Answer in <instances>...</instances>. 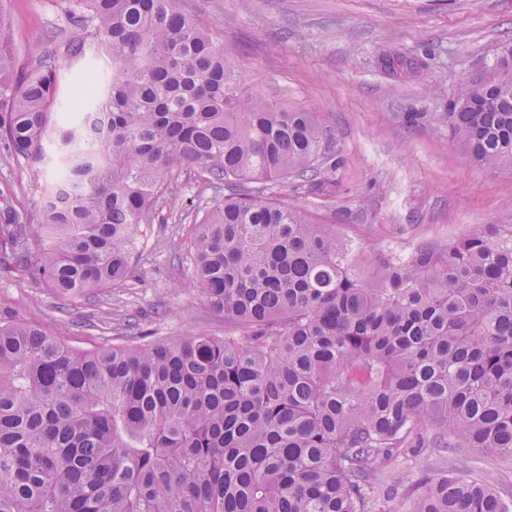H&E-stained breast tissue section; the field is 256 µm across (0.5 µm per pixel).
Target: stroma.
Returning a JSON list of instances; mask_svg holds the SVG:
<instances>
[{"label":"stroma","instance_id":"35a3bbf8","mask_svg":"<svg viewBox=\"0 0 512 512\" xmlns=\"http://www.w3.org/2000/svg\"><path fill=\"white\" fill-rule=\"evenodd\" d=\"M224 44L244 84L272 102L318 113L333 132L335 167L306 186L269 184L268 194L335 225L365 254L411 256L440 246L475 224H512V165L479 167L450 139L448 112L463 82L487 77L512 46V0H187ZM19 66L45 36L73 32L54 0H6ZM105 82L106 60L94 43L61 63L53 117L69 110L72 74ZM44 161L0 150V181L37 209L54 178L55 147ZM214 192L196 173L171 183L161 218L141 236L126 287L86 298L0 270V299L41 322L65 327L71 346L103 341L100 321L122 335L129 324L174 340L200 329L224 332V318L184 287L186 223L211 206ZM436 466L473 468L512 490V464L450 448H418L377 479L390 512H405L404 489Z\"/></svg>","mask_w":512,"mask_h":512}]
</instances>
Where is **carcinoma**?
Masks as SVG:
<instances>
[{"label": "carcinoma", "instance_id": "1", "mask_svg": "<svg viewBox=\"0 0 512 512\" xmlns=\"http://www.w3.org/2000/svg\"><path fill=\"white\" fill-rule=\"evenodd\" d=\"M75 31L17 74L0 10V147L59 167L36 210L0 187V259L65 296L126 282L175 170L226 191L187 231L185 282L224 335L77 349L0 299V512H389L374 480L412 448L512 463V224L365 255L263 183L316 179L331 129L241 90L182 0H57ZM97 42L105 87L52 125L59 52ZM450 135L512 164V50L465 83ZM38 225L31 250L27 230ZM409 512H512L480 474L424 472Z\"/></svg>", "mask_w": 512, "mask_h": 512}]
</instances>
